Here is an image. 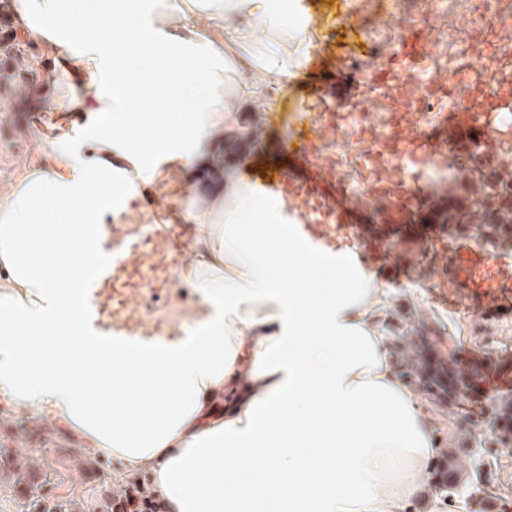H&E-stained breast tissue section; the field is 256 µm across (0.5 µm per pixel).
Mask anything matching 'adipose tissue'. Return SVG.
<instances>
[{
	"label": "adipose tissue",
	"mask_w": 512,
	"mask_h": 512,
	"mask_svg": "<svg viewBox=\"0 0 512 512\" xmlns=\"http://www.w3.org/2000/svg\"><path fill=\"white\" fill-rule=\"evenodd\" d=\"M304 0H12L22 35L58 66L59 109L85 118L84 149L60 127L53 168L0 190V408L76 434L126 474L149 475L167 512H403L428 500L439 453L402 384L374 309L383 291L342 250L314 253L262 181L187 196L194 256L180 271L209 311L203 335L158 358L112 356L79 335L70 291L44 254L83 238L106 188L206 165L232 106L224 70L259 53L288 63L255 18ZM245 13L249 23L230 26ZM128 53L115 65L113 42ZM69 318H62V311Z\"/></svg>",
	"instance_id": "obj_1"
}]
</instances>
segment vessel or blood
Masks as SVG:
<instances>
[{"mask_svg": "<svg viewBox=\"0 0 512 512\" xmlns=\"http://www.w3.org/2000/svg\"><path fill=\"white\" fill-rule=\"evenodd\" d=\"M425 148L438 153L454 150L463 172L472 162L495 167L500 174L505 171L500 163L502 142L462 108L440 114L439 129L427 140L416 127L395 126L379 140L370 165L378 170L386 158L398 154L414 159ZM265 179L276 199L298 203L294 217L303 235L308 243L325 250L331 248L336 228L361 206L360 199L331 168L316 169L310 177L277 169L267 172ZM366 193L406 215L420 206L416 189L402 179L376 177ZM158 203L157 190L148 184L132 199L120 190L109 191L102 202L98 245L87 249L68 243L63 246L66 260L61 276L74 291L81 333L99 337L103 349L116 354H166L203 318L197 310L188 321L166 312L186 243L176 225L159 222ZM423 241L449 258L443 270L449 298L467 293L479 297L477 316L482 333H491L512 319L511 265L486 261L482 253L463 248L441 226Z\"/></svg>", "mask_w": 512, "mask_h": 512, "instance_id": "vessel-or-blood-1", "label": "vessel or blood"}]
</instances>
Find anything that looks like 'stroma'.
I'll list each match as a JSON object with an SVG mask.
<instances>
[{
  "instance_id": "obj_1",
  "label": "stroma",
  "mask_w": 512,
  "mask_h": 512,
  "mask_svg": "<svg viewBox=\"0 0 512 512\" xmlns=\"http://www.w3.org/2000/svg\"><path fill=\"white\" fill-rule=\"evenodd\" d=\"M308 2L310 15L289 19L287 31L276 34L278 50L289 61L290 91L282 92L257 62L239 66L224 84L225 96L236 97L243 83L257 86L260 95L242 104L222 129L228 144L221 152L223 166L206 169L197 180L182 172L170 173L157 183L160 199L177 196L182 185L192 194H210L223 182L226 171L247 163L261 169L263 153H274L279 143L304 126L325 128L316 141V164L337 169L348 183L361 182L360 171L345 163L336 146L354 140L358 126L383 128L389 117L386 103L378 93H370L363 116L340 121L335 118L338 103L353 62L369 60L374 37L385 22L396 14L413 17L421 0ZM51 77L49 62L32 40L16 34L8 46H0V182L15 179L27 164L46 159L38 141L42 130L57 121L54 107L59 90L50 87L37 111L32 110L30 99L32 86L48 84ZM324 86L328 94L319 95ZM278 98L284 101L281 111L272 113L263 136H255L260 111ZM353 220L370 225L382 248L405 270L400 281H391L386 269L372 264L368 247L356 245L351 228L337 230V245L350 250L356 264L385 290L382 330L386 336L416 323L424 351L433 360L456 355L463 348L493 356L512 354V322L479 342L469 302L451 308L434 299L441 285L438 269L445 259L429 246L399 236L401 215L388 211L381 201L367 199ZM417 399L432 417L441 452H456L468 466L466 484L456 494L430 489L432 499L442 503V512H451L455 506L461 512H512V447L497 445L489 426L500 416L503 403L512 400V390L493 393L477 408L468 402L439 408L422 390ZM0 453L23 454L32 472L28 481L18 484L11 472L0 471V512H22L23 504L33 499L38 500L40 512H110L115 490L124 484L112 460L100 459L58 425L23 411H0Z\"/></svg>"
}]
</instances>
